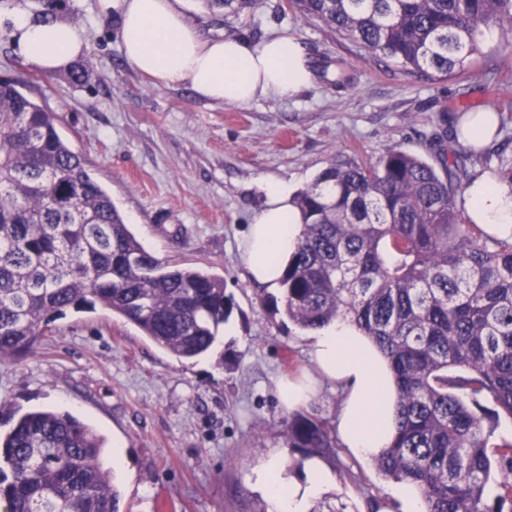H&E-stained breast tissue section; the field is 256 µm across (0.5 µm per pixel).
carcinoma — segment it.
I'll return each mask as SVG.
<instances>
[{"label":"carcinoma","instance_id":"obj_1","mask_svg":"<svg viewBox=\"0 0 512 512\" xmlns=\"http://www.w3.org/2000/svg\"><path fill=\"white\" fill-rule=\"evenodd\" d=\"M240 15L251 0H204ZM304 18L370 57L432 80L469 71L481 26L512 30V0H289ZM0 80V360L31 352L67 312L97 306L179 360L212 350L232 308L224 278L144 249L55 117ZM499 179L512 187V158ZM470 155L439 148L440 168L390 147L376 162L332 164L293 197L304 230L281 279L260 297L303 329L338 319L386 356L398 388L397 433L375 459L419 489L425 512H512V442L488 451L512 418V237L458 204ZM491 397L495 408L483 405ZM302 458L336 457L331 430L298 414L284 424ZM106 440L66 412L22 414L0 433L4 512H119Z\"/></svg>","mask_w":512,"mask_h":512}]
</instances>
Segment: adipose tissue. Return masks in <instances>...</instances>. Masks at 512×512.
Listing matches in <instances>:
<instances>
[{"mask_svg":"<svg viewBox=\"0 0 512 512\" xmlns=\"http://www.w3.org/2000/svg\"><path fill=\"white\" fill-rule=\"evenodd\" d=\"M96 9L116 20L123 54L133 68L167 86H189L207 100L244 106L268 94L285 99L313 80L306 57L288 35L259 44L204 38L188 22L185 0H96ZM6 19L19 54L43 72L68 67L87 48L69 23H44L21 10ZM262 190L266 201L252 218L244 246L251 277L275 289L303 231L302 216L287 186L268 182ZM467 195L476 223L497 236L512 235V187L481 177ZM307 345L321 374L343 392L337 414L342 441L358 459L373 460L395 430L397 388L386 359L342 319L310 336ZM255 475L269 512H308L311 501L334 483L332 473L316 461L308 462L302 482L271 465Z\"/></svg>","mask_w":512,"mask_h":512,"instance_id":"1","label":"adipose tissue"}]
</instances>
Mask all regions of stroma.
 <instances>
[{
    "instance_id": "35a3bbf8",
    "label": "stroma",
    "mask_w": 512,
    "mask_h": 512,
    "mask_svg": "<svg viewBox=\"0 0 512 512\" xmlns=\"http://www.w3.org/2000/svg\"><path fill=\"white\" fill-rule=\"evenodd\" d=\"M38 3L83 30L88 49L77 63L89 78L79 87L66 72L39 71L27 79L28 94L54 113L144 248L223 277L234 307L228 332L196 360L176 359L107 310L68 313L33 352L0 361V431L34 409L66 411L92 426L120 449L121 512H268L256 468L276 460L286 475L304 476L284 420L297 412L335 422L340 393L317 381L305 329L262 306L266 289L248 276L243 239L265 202L263 184L297 193L330 164L372 163L390 147L435 162L433 137L447 111H494L501 89L512 91V33L482 35L471 72L428 81L366 56L287 0H256L250 12L224 17L187 0V18L204 37L258 44L285 32L307 59L341 61L352 75L340 87L335 71L319 73L292 99L238 106L139 73L95 0H0V10ZM288 379L311 390L294 409L278 391ZM338 455L326 464L336 482L317 512H369L371 497L402 512L373 463L345 447Z\"/></svg>"
}]
</instances>
